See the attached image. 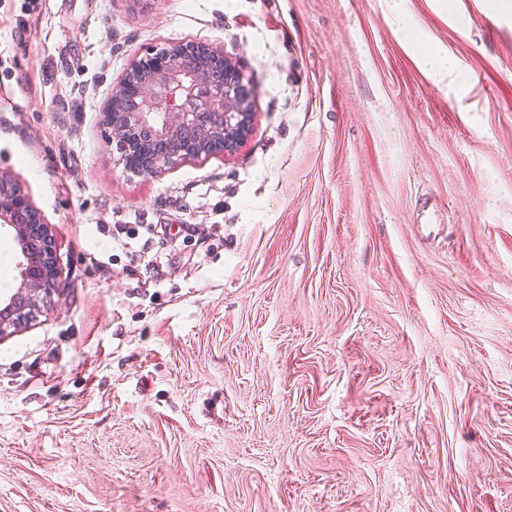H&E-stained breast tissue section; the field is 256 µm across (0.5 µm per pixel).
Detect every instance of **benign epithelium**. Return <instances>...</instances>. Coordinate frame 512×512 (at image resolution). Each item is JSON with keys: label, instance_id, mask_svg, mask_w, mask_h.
Listing matches in <instances>:
<instances>
[{"label": "benign epithelium", "instance_id": "1", "mask_svg": "<svg viewBox=\"0 0 512 512\" xmlns=\"http://www.w3.org/2000/svg\"><path fill=\"white\" fill-rule=\"evenodd\" d=\"M253 95L238 64L203 45L147 53L120 80L106 117L123 145L127 124L149 147L124 154L125 168L152 175L195 154L235 153L252 131ZM0 226L15 244L19 283L0 301V335L25 326L41 297L59 291L55 238L20 186L0 172Z\"/></svg>", "mask_w": 512, "mask_h": 512}]
</instances>
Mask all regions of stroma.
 I'll return each instance as SVG.
<instances>
[{
  "label": "stroma",
  "mask_w": 512,
  "mask_h": 512,
  "mask_svg": "<svg viewBox=\"0 0 512 512\" xmlns=\"http://www.w3.org/2000/svg\"><path fill=\"white\" fill-rule=\"evenodd\" d=\"M499 3L0 0V171L61 270L0 338V512H512ZM176 42L252 132L142 176L104 114Z\"/></svg>",
  "instance_id": "stroma-1"
}]
</instances>
